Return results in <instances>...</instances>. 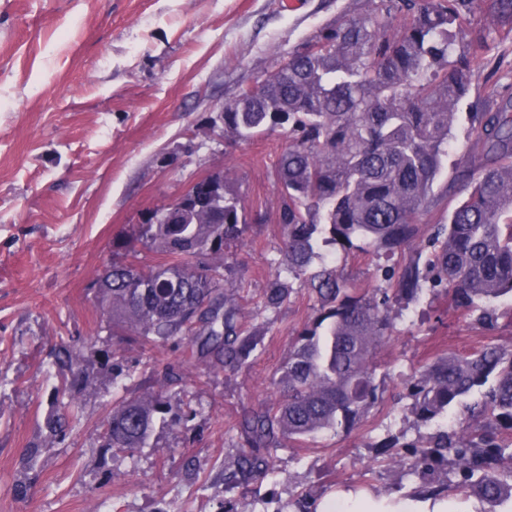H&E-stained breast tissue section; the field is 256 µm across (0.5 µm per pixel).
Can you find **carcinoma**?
I'll use <instances>...</instances> for the list:
<instances>
[{"label":"carcinoma","instance_id":"obj_1","mask_svg":"<svg viewBox=\"0 0 512 512\" xmlns=\"http://www.w3.org/2000/svg\"><path fill=\"white\" fill-rule=\"evenodd\" d=\"M364 17L327 27L308 41L320 44L289 55L260 85L224 105V137L251 140L288 130L277 163L279 212L286 229L284 258L264 294L278 309L296 288L316 296L320 314L297 335L277 385L276 407L246 411L238 428V473L248 478L268 467L265 451L281 439L307 442L326 430L352 428L380 399L372 356L392 334L391 304L414 299L429 286L448 306L470 311L512 295V99L496 112H471L468 147L492 164L462 173L464 198L448 210L429 238L430 257L405 247L436 204L433 186L455 138L456 107L471 85V63L488 51L470 30L476 0H371ZM506 34L512 0H493ZM224 207L192 210L183 224L136 225L134 242L172 256L170 264L137 266L114 261L94 299L112 335L141 355L185 344L210 373L247 364L256 333L240 322L226 288L234 271L224 248L248 229L241 198L220 184ZM400 252L387 286L357 287L325 262L322 248ZM63 403L80 379L78 355L67 342L55 347ZM414 418L428 424L461 410V418L398 454L424 479L451 466L456 491L499 512L512 504V351L486 345L466 354L437 356L411 382ZM195 415L189 400L173 404L159 393L123 399L108 417L104 446L142 447L158 422Z\"/></svg>","mask_w":512,"mask_h":512}]
</instances>
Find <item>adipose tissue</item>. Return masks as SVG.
Returning <instances> with one entry per match:
<instances>
[{
  "instance_id": "ef3b65f1",
  "label": "adipose tissue",
  "mask_w": 512,
  "mask_h": 512,
  "mask_svg": "<svg viewBox=\"0 0 512 512\" xmlns=\"http://www.w3.org/2000/svg\"><path fill=\"white\" fill-rule=\"evenodd\" d=\"M315 512H454L445 499L413 500L397 496H380L367 490L348 491L319 502Z\"/></svg>"
}]
</instances>
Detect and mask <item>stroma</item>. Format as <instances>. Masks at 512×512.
Segmentation results:
<instances>
[{"mask_svg":"<svg viewBox=\"0 0 512 512\" xmlns=\"http://www.w3.org/2000/svg\"><path fill=\"white\" fill-rule=\"evenodd\" d=\"M367 12L368 0H0V512H313L350 488L423 491L379 446L437 431L405 417L412 377L437 355L512 350L510 296L497 300L503 316L488 327L423 291L376 352L382 398L357 427L311 445L283 440L260 477L227 481L242 414L282 402L274 381L318 304L301 289L279 310L262 306L286 241L275 174L286 134L220 141L209 119L321 29ZM511 96L509 36L473 63L458 112H493ZM212 170L248 212L265 214L225 250L242 275L243 320L263 328L262 342L232 373L204 375L183 346L156 348L142 364L139 351L101 330L92 285L116 258L114 240L132 238L149 209ZM329 257L369 287L388 263L374 251L333 248ZM63 341L94 344L97 354L80 363L64 437L51 438L46 368ZM106 352L136 362L134 376L113 382ZM170 363L182 367L196 418L157 426L131 453L101 447L113 401L134 396L144 378L161 383Z\"/></svg>","mask_w":512,"mask_h":512,"instance_id":"obj_1","label":"stroma"}]
</instances>
